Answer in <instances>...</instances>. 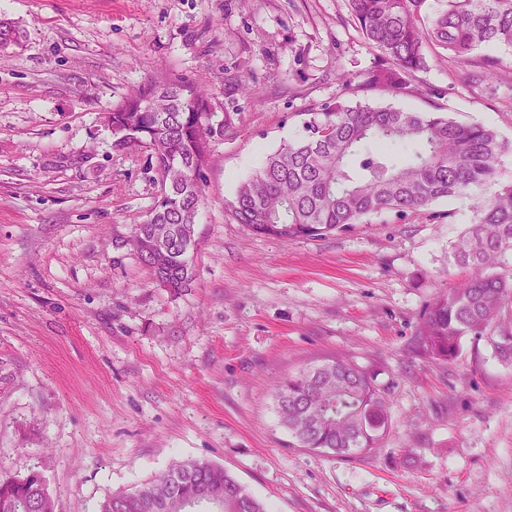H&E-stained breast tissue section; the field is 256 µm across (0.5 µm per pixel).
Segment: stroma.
Listing matches in <instances>:
<instances>
[{
	"label": "stroma",
	"mask_w": 512,
	"mask_h": 512,
	"mask_svg": "<svg viewBox=\"0 0 512 512\" xmlns=\"http://www.w3.org/2000/svg\"><path fill=\"white\" fill-rule=\"evenodd\" d=\"M0 18L24 32L0 50L1 469L40 471L56 512H97L174 458L224 466L271 512H512V364L470 336L451 362L418 352L424 311L470 274L451 255L469 200L288 242L226 208L341 96L337 70L374 68L347 0H0ZM494 53L502 79L433 57L417 93L364 100L438 106L512 142V48ZM175 78L233 122L210 143L194 282L174 298L127 243L159 175L113 149L104 115ZM332 358L387 392L369 453L295 448L279 423L274 382Z\"/></svg>",
	"instance_id": "1"
}]
</instances>
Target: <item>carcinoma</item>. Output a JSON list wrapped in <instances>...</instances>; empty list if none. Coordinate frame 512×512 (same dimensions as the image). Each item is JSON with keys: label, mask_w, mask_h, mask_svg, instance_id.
Masks as SVG:
<instances>
[{"label": "carcinoma", "mask_w": 512, "mask_h": 512, "mask_svg": "<svg viewBox=\"0 0 512 512\" xmlns=\"http://www.w3.org/2000/svg\"><path fill=\"white\" fill-rule=\"evenodd\" d=\"M358 30L377 51L363 80L336 72L348 95L364 90L394 96L416 92L417 74L432 55L449 54L468 65L472 78H497L501 62L483 52L512 47V0H348ZM23 32L0 19V49L19 44ZM209 94L185 79L150 81L112 110L113 148L143 149L168 191L157 194L146 219L132 225L137 259L156 287L172 296L193 282L195 216L210 140L219 128L205 124ZM304 136L266 156L227 203L233 218L260 236L290 241L320 238L394 211L417 213L434 201L471 200L473 227L452 256L471 277L425 310L418 337L423 353L450 362L467 335L483 339L494 357L512 363V183L497 180L512 144L480 123L446 112H407L338 98L303 124ZM401 146L399 156L390 149ZM275 409L296 448L336 457L370 452L391 419L384 390L369 370L328 360L276 382ZM202 502L212 512H270L224 467L177 460L137 489L105 499L98 512H191ZM0 512H56L40 473L0 471Z\"/></svg>", "instance_id": "carcinoma-1"}]
</instances>
